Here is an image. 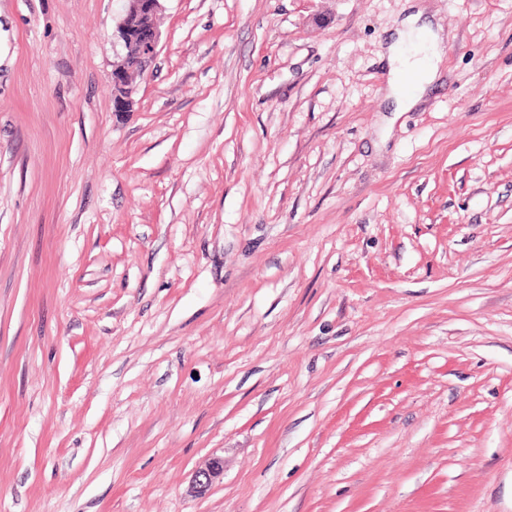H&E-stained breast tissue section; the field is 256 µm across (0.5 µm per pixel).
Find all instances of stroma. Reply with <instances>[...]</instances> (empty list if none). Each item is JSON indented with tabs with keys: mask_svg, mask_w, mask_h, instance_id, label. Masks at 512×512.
Listing matches in <instances>:
<instances>
[{
	"mask_svg": "<svg viewBox=\"0 0 512 512\" xmlns=\"http://www.w3.org/2000/svg\"><path fill=\"white\" fill-rule=\"evenodd\" d=\"M418 4L410 111L407 0H162L118 112L0 0V512H512V0ZM444 56L443 38L432 23L423 20L420 10L408 13L400 22L396 40L387 48L388 96L400 95L397 112L417 105L428 88L440 78ZM407 79H411L412 85L403 90ZM224 475V461L220 458L213 459L206 468L195 473L192 482V492L197 495L206 494L212 485Z\"/></svg>",
	"mask_w": 512,
	"mask_h": 512,
	"instance_id": "stroma-1",
	"label": "stroma"
}]
</instances>
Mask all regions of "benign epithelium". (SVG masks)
Here are the masks:
<instances>
[{"label": "benign epithelium", "instance_id": "benign-epithelium-1", "mask_svg": "<svg viewBox=\"0 0 512 512\" xmlns=\"http://www.w3.org/2000/svg\"><path fill=\"white\" fill-rule=\"evenodd\" d=\"M161 8V0H127L124 15L113 31V39L125 47L126 52L112 62V73L122 77V82L113 87L114 94L127 101L133 92V83L145 78L157 55L160 33L154 18ZM224 475V460L213 459L206 468L195 473L192 492L207 493L212 485Z\"/></svg>", "mask_w": 512, "mask_h": 512}]
</instances>
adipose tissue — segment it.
<instances>
[{
    "label": "adipose tissue",
    "mask_w": 512,
    "mask_h": 512,
    "mask_svg": "<svg viewBox=\"0 0 512 512\" xmlns=\"http://www.w3.org/2000/svg\"><path fill=\"white\" fill-rule=\"evenodd\" d=\"M444 56L443 38L432 23L424 20L422 12L408 13L387 48L388 89L399 97L401 110L417 105L437 81Z\"/></svg>",
    "instance_id": "obj_1"
}]
</instances>
